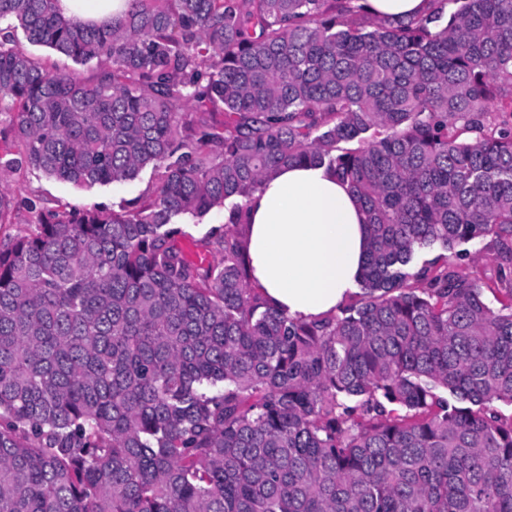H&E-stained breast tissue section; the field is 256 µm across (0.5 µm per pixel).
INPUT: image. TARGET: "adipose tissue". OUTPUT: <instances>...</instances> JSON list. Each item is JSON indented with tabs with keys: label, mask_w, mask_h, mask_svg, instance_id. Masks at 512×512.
<instances>
[{
	"label": "adipose tissue",
	"mask_w": 512,
	"mask_h": 512,
	"mask_svg": "<svg viewBox=\"0 0 512 512\" xmlns=\"http://www.w3.org/2000/svg\"><path fill=\"white\" fill-rule=\"evenodd\" d=\"M84 22L118 18L127 0H60ZM365 217L347 184L322 166L280 168L251 202L246 252L267 301L292 318L335 312L366 257Z\"/></svg>",
	"instance_id": "adipose-tissue-1"
}]
</instances>
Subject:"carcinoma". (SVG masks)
Returning <instances> with one entry per match:
<instances>
[{"instance_id": "cac0c4a2", "label": "carcinoma", "mask_w": 512, "mask_h": 512, "mask_svg": "<svg viewBox=\"0 0 512 512\" xmlns=\"http://www.w3.org/2000/svg\"><path fill=\"white\" fill-rule=\"evenodd\" d=\"M57 2L0 0V173L156 182L31 202L0 241V512H512V0H129L102 25ZM19 30L107 64L50 73ZM301 164L369 229L320 320L262 299L244 251L254 193ZM221 206L196 264L180 225ZM366 11L383 19L398 20L424 14L430 0H365ZM4 183L11 194L19 201V206L9 217L7 224H0V239L6 240L25 234L33 224V214L26 209V201L40 199L48 207L69 204L79 208L106 206L117 208L123 200L145 198L151 185L150 169L124 183L95 186L91 189L77 188L69 183L33 174L26 169H17L6 175Z\"/></svg>"}]
</instances>
